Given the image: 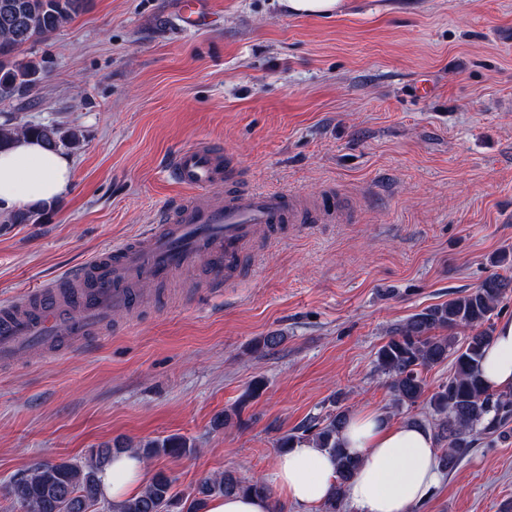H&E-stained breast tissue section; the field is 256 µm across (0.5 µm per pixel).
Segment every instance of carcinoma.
Instances as JSON below:
<instances>
[{"label": "carcinoma", "instance_id": "obj_1", "mask_svg": "<svg viewBox=\"0 0 512 512\" xmlns=\"http://www.w3.org/2000/svg\"><path fill=\"white\" fill-rule=\"evenodd\" d=\"M86 0H0V100L11 99L34 89L41 80L40 63L18 58L19 50L47 39L71 22ZM20 135L33 136L51 148L75 150L81 134L57 124H16L8 118L0 124V149ZM42 211L19 212L8 224H38ZM512 293V276L493 274L464 295L425 308L412 315L377 352V366L389 378V388L398 405L426 404L436 416L435 437L446 442L437 456L446 472L455 468L474 449L480 433L494 434L512 420V393L493 392L483 383L480 364L484 349L494 335L495 312ZM463 329L462 338L440 336L439 329ZM454 356L448 381L429 391L423 370ZM347 413L339 411L318 420L303 433H287L277 440L283 452L306 440L336 458V485L320 512H343L345 488L360 461L341 446L340 435ZM121 447L104 445L83 462L60 461L34 465L10 482L7 493L26 512H100L102 493L98 473ZM191 451L181 437L168 436L148 442L139 453L145 457H179ZM254 494L270 497L260 478L240 480L230 474L206 477L188 500L174 490L172 479L156 474L138 495L118 505L107 504L108 512H201L210 497Z\"/></svg>", "mask_w": 512, "mask_h": 512}]
</instances>
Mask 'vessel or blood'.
<instances>
[{
  "label": "vessel or blood",
  "instance_id": "1",
  "mask_svg": "<svg viewBox=\"0 0 512 512\" xmlns=\"http://www.w3.org/2000/svg\"><path fill=\"white\" fill-rule=\"evenodd\" d=\"M170 170L191 195L150 232L97 253L69 279L41 285L0 307V363L33 345L78 347L101 335L113 312L141 302L139 282L164 281L201 261L208 265L212 287H232L253 260L248 245L256 229L311 219V205L288 191L246 189L211 203L210 195L222 192L224 164L209 147L180 150Z\"/></svg>",
  "mask_w": 512,
  "mask_h": 512
}]
</instances>
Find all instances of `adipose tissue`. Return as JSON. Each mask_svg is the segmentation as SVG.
I'll return each instance as SVG.
<instances>
[{"instance_id": "adipose-tissue-1", "label": "adipose tissue", "mask_w": 512, "mask_h": 512, "mask_svg": "<svg viewBox=\"0 0 512 512\" xmlns=\"http://www.w3.org/2000/svg\"><path fill=\"white\" fill-rule=\"evenodd\" d=\"M72 177L73 159L63 150L30 137L14 140L0 150V216L65 195ZM482 375L490 390H512V319L499 322ZM341 442L361 461L346 488L357 512H411L442 479L430 432L412 421L359 411L349 416ZM98 479L104 497L117 504L142 491L145 464L135 453H117ZM270 480L295 512H313L336 481V460L302 442L276 456Z\"/></svg>"}]
</instances>
